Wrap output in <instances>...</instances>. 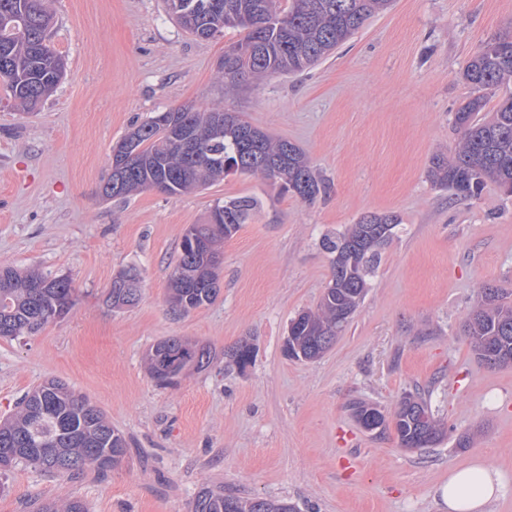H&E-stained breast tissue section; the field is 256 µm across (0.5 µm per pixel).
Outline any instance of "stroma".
I'll return each mask as SVG.
<instances>
[{
	"instance_id": "stroma-1",
	"label": "stroma",
	"mask_w": 512,
	"mask_h": 512,
	"mask_svg": "<svg viewBox=\"0 0 512 512\" xmlns=\"http://www.w3.org/2000/svg\"><path fill=\"white\" fill-rule=\"evenodd\" d=\"M51 7L64 77L35 114L0 100V264L68 277L76 302L36 334L0 338V419L59 379L111 418L129 452L104 476L18 466L0 476V512L68 499L87 512H191L205 487L299 512H440L451 470L485 459L512 473V366H485L463 331L484 287L512 292V194L490 182L460 200L428 177L460 137L464 67L512 34V0H392L311 71L230 95L217 63L238 31L197 39L164 0ZM188 102L298 145L324 192L305 202L232 174L182 195L104 199L130 125ZM243 196L259 208L224 242L218 298L175 311L166 288L186 228ZM368 213L400 224L365 298L320 359L289 358L290 320L331 279L322 238ZM130 268L140 298L112 308V282ZM169 336L206 345L213 362L162 388L145 356ZM245 339L256 351L241 369L224 352ZM415 390L444 429L432 447H400L393 427L364 430L352 413L360 401L392 413ZM463 434L469 447L456 445Z\"/></svg>"
}]
</instances>
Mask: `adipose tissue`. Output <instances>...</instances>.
I'll return each instance as SVG.
<instances>
[{
  "mask_svg": "<svg viewBox=\"0 0 512 512\" xmlns=\"http://www.w3.org/2000/svg\"><path fill=\"white\" fill-rule=\"evenodd\" d=\"M511 486L497 466L478 459L450 471L437 494L448 512H489L490 505Z\"/></svg>",
  "mask_w": 512,
  "mask_h": 512,
  "instance_id": "1",
  "label": "adipose tissue"
}]
</instances>
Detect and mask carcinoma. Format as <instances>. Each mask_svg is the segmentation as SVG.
<instances>
[{
	"label": "carcinoma",
	"instance_id": "carcinoma-1",
	"mask_svg": "<svg viewBox=\"0 0 512 512\" xmlns=\"http://www.w3.org/2000/svg\"><path fill=\"white\" fill-rule=\"evenodd\" d=\"M51 0H0V85L11 107L35 112L64 75V62L47 44L53 23ZM187 33L210 39L232 28L242 38L224 51L219 72L224 94L247 80L308 71L351 38L390 0H166ZM463 79L470 96L455 112L461 134L451 157L436 155L428 170L431 182L460 199L479 196L485 180L512 191V94L503 98L488 120L479 118L486 91L512 84V36L499 38L467 62ZM112 172L102 196L128 198L155 186L168 195L187 193L221 181L234 171L258 175L281 193L303 201L324 190L301 148L275 138L222 108L187 112L184 107L157 112L135 124L116 142ZM258 209L253 197L215 205L204 224L190 230L205 244L193 248L183 235L181 253L169 277V301L183 313L213 303L220 293L224 240L232 237ZM399 224L394 214L370 213L334 236L322 248L332 256V279L313 310L297 316L291 347L301 360L320 358L346 329L365 297L368 277L380 250ZM140 288L122 275L108 300L122 309L135 304ZM75 305V288L65 276L39 270L20 272L0 266V337L37 332L64 318ZM464 333L477 358L489 368L512 365V294L503 288L483 292L482 303L469 315ZM255 345L244 340L226 351L239 367L250 364ZM210 349L179 336L157 341L146 362L153 380L167 387L189 368L210 366ZM353 413L370 429L381 414L372 404L357 402ZM403 448L429 447L443 436L431 405L421 393L408 395L393 416ZM128 442L106 415L65 382L48 380L24 394L15 412L0 421V470L33 466L51 474L98 473L117 466ZM37 512H85L79 499L40 504ZM192 512H296L285 500H242L224 490L204 488Z\"/></svg>",
	"mask_w": 512,
	"mask_h": 512
}]
</instances>
